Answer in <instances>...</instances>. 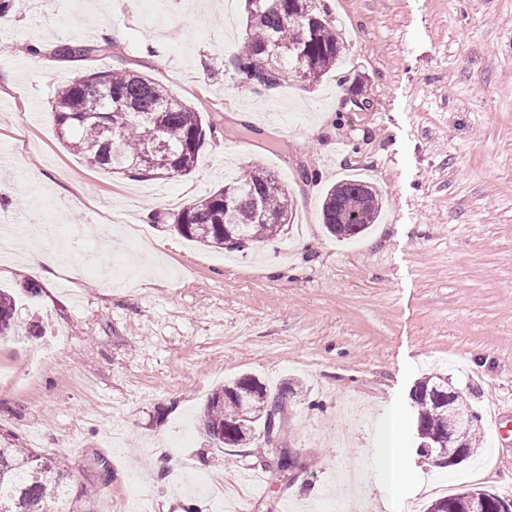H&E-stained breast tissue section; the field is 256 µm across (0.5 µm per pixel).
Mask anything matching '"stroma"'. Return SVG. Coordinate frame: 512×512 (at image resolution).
<instances>
[{
    "mask_svg": "<svg viewBox=\"0 0 512 512\" xmlns=\"http://www.w3.org/2000/svg\"><path fill=\"white\" fill-rule=\"evenodd\" d=\"M344 59L316 82H239L243 0H11L0 19V192L22 223L54 217L93 242L119 285L0 262L17 328L0 340V435L69 465L78 512H235L189 476L240 486L247 512H425L428 482L449 494L512 498V0H327ZM113 41L109 55L57 59L66 41ZM163 55L149 52L151 41ZM115 67L165 84L214 127L197 167L155 180L88 167L57 134V88ZM260 165L293 196L282 238L229 252L177 235L171 216ZM347 176L382 188L366 234L339 241L325 191ZM270 393L292 384L279 445L211 447V393L241 375ZM446 377L481 418L480 448L439 468L407 430L408 482L382 462L392 415Z\"/></svg>",
    "mask_w": 512,
    "mask_h": 512,
    "instance_id": "obj_1",
    "label": "stroma"
}]
</instances>
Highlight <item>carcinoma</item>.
<instances>
[{
    "mask_svg": "<svg viewBox=\"0 0 512 512\" xmlns=\"http://www.w3.org/2000/svg\"><path fill=\"white\" fill-rule=\"evenodd\" d=\"M247 28L234 69L248 84L275 88L285 81L278 71L300 70L315 81L341 61L339 42L324 0H246ZM106 40L67 42L53 54L65 60L90 59L109 53ZM55 117L60 139L91 168L115 173L148 172L155 179L188 175L196 166L206 131L200 112L165 86L126 70L79 76L60 86L55 95ZM160 148L166 167L147 168L148 151ZM245 187L244 194L224 205L220 188L183 206L172 227L183 238L201 245L242 251L284 233L278 220L292 221L294 204L288 187L270 170L254 165L230 181ZM384 198L381 190L358 179H344L327 191L321 215L327 231L350 239L376 223ZM14 298L0 292V336L14 333ZM448 382L438 376L421 379L412 391L420 441L432 448L448 429V412L438 391ZM271 395L254 377L246 375L216 389L208 399L204 429L219 448H237L256 434L261 420L242 417L246 404L263 405ZM466 422L464 457H470L479 434L478 416L456 397ZM68 470L55 457L0 440V507L8 512H40L49 501L61 507L69 497ZM466 490L432 502L427 512H469Z\"/></svg>",
    "mask_w": 512,
    "mask_h": 512,
    "instance_id": "cac0c4a2",
    "label": "carcinoma"
}]
</instances>
